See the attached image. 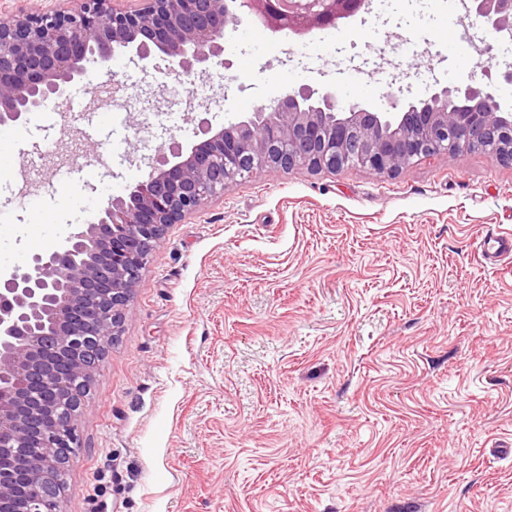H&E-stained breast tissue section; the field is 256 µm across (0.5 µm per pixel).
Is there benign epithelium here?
Instances as JSON below:
<instances>
[{"label": "benign epithelium", "mask_w": 512, "mask_h": 512, "mask_svg": "<svg viewBox=\"0 0 512 512\" xmlns=\"http://www.w3.org/2000/svg\"><path fill=\"white\" fill-rule=\"evenodd\" d=\"M77 7L19 6L0 17V126L50 99L64 100L87 65L110 70L118 53H160L167 74L213 83L224 65V31L244 18L300 41L373 11V0H75ZM500 40H512V0H463ZM391 111L342 102L303 86L214 132L190 149L144 162L147 176L23 272L0 275V512H60L57 468L78 447L76 392L90 384L101 343L119 335L141 271L172 224L224 196L232 183L270 169L361 168L394 176L414 162L481 151L512 166V113L468 85L444 86ZM33 448L41 449L35 458Z\"/></svg>", "instance_id": "obj_1"}]
</instances>
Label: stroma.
I'll list each match as a JSON object with an SVG mask.
<instances>
[{
  "instance_id": "stroma-1",
  "label": "stroma",
  "mask_w": 512,
  "mask_h": 512,
  "mask_svg": "<svg viewBox=\"0 0 512 512\" xmlns=\"http://www.w3.org/2000/svg\"><path fill=\"white\" fill-rule=\"evenodd\" d=\"M410 0L283 53L246 24L196 110L181 81L117 56L124 120L70 139L27 115L34 205L0 182V273L53 250L113 196L131 155L190 148L202 128L307 85L385 111L473 84L512 112V42L461 39ZM77 159L63 185L57 159ZM512 167L471 151L383 177L270 170L171 225L76 419L61 512H512ZM481 256L483 259L500 261L502 258H512V235L511 233L498 234L493 237L484 238L481 241Z\"/></svg>"
}]
</instances>
